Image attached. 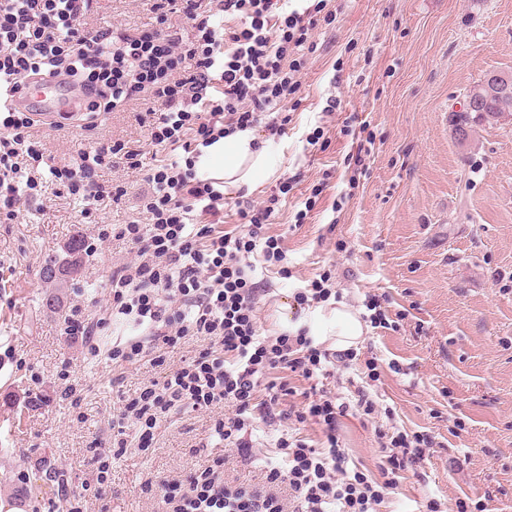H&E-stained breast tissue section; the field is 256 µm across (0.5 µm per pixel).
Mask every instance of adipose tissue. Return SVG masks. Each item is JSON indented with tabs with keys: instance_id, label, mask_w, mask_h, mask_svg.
<instances>
[{
	"instance_id": "1",
	"label": "adipose tissue",
	"mask_w": 512,
	"mask_h": 512,
	"mask_svg": "<svg viewBox=\"0 0 512 512\" xmlns=\"http://www.w3.org/2000/svg\"><path fill=\"white\" fill-rule=\"evenodd\" d=\"M213 161L222 163L221 175L228 189L255 186L278 170L275 153L259 143L250 129L236 131L205 148L197 164L200 178L213 177L214 172L209 167ZM309 330L317 343L330 344L336 350L356 347L365 334L358 310L341 303L333 308L315 309Z\"/></svg>"
}]
</instances>
